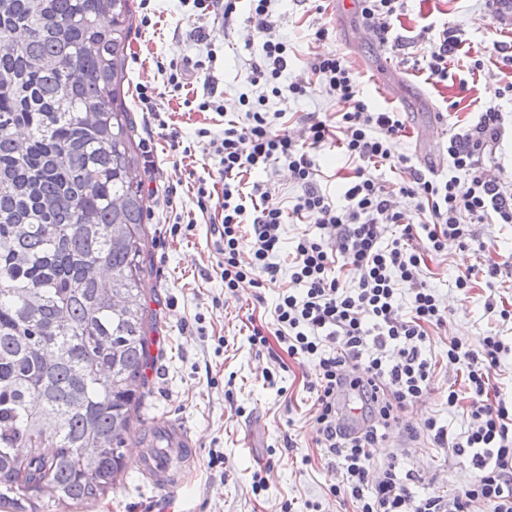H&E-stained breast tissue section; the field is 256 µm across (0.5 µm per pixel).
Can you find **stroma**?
<instances>
[{
    "label": "stroma",
    "instance_id": "obj_1",
    "mask_svg": "<svg viewBox=\"0 0 512 512\" xmlns=\"http://www.w3.org/2000/svg\"><path fill=\"white\" fill-rule=\"evenodd\" d=\"M131 47L128 52L125 102L135 122L136 141L152 149L154 166H142L141 178L150 198L146 221L149 270L141 287L156 324L150 333L154 365L149 386L123 452L125 472L119 484L83 512H303L319 504L322 512H352V505L329 499L331 484L340 473L333 458L316 446L313 400L307 390L308 366L297 361L279 365L267 350L248 341L252 321L273 319L278 291L291 287L288 275L277 286L257 289L246 285L237 296L225 297L218 266L219 235L214 212L197 202L198 180L218 181L219 160L205 127L220 134L225 119H238L241 95L255 96L252 66L262 56L263 34L248 22L250 4L239 0L232 23L212 15L198 20L179 0H133ZM271 21L288 48L286 80L304 77L316 52L345 55L361 83L369 108L394 110L405 119V135L392 143V154L411 157L423 168L426 157L446 150L451 134L476 124L480 112L494 106L502 114L497 140L485 149L482 161L504 189L512 190V11L498 0H406L392 19L387 42L362 41L358 13L336 17V0H274ZM204 27L209 44L197 42L195 30ZM326 40L315 41L316 30ZM448 39L461 43L463 53L449 56L448 78L438 82L417 70L416 59L431 46ZM215 60H208V49ZM201 61L189 83L171 92L157 62ZM481 68H474V60ZM219 80L225 115L190 110L188 103L206 92L207 75ZM152 87L164 114L165 126L149 122L137 97L139 86ZM267 109L285 113L298 126L310 116L333 117L335 101L320 84L297 99L270 98ZM177 129L190 154L171 148L169 129ZM477 237L503 261L492 281L477 277L467 301H460L454 281L467 268H483L485 254L449 244L428 259L422 278L434 288L451 312L445 327L434 330L430 349L435 362L431 392L404 411L401 426L388 429L373 450L382 465L398 458L403 468L418 473L415 493L446 495L470 477L465 458L433 447L426 439L404 447L407 427L422 428L431 417L447 422L453 432L465 427L462 411L449 407L450 385L462 383L459 366L448 362V339L471 341L501 336L509 350L502 355L492 383L503 397H512V323L498 312H512V224L488 217L475 225ZM274 382H266L264 371ZM176 419L184 422L199 444V456L184 483L172 492L145 485L140 477L141 441L154 426ZM224 461L209 466L210 452ZM267 473V486L253 487L256 470Z\"/></svg>",
    "mask_w": 512,
    "mask_h": 512
}]
</instances>
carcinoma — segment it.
Instances as JSON below:
<instances>
[{
	"label": "carcinoma",
	"instance_id": "obj_1",
	"mask_svg": "<svg viewBox=\"0 0 512 512\" xmlns=\"http://www.w3.org/2000/svg\"><path fill=\"white\" fill-rule=\"evenodd\" d=\"M133 18L131 0H0L4 512L111 492L154 363L148 197L121 97Z\"/></svg>",
	"mask_w": 512,
	"mask_h": 512
}]
</instances>
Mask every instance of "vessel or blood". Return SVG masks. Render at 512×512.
I'll list each match as a JSON object with an SVG mask.
<instances>
[{"label":"vessel or blood","instance_id":"1","mask_svg":"<svg viewBox=\"0 0 512 512\" xmlns=\"http://www.w3.org/2000/svg\"><path fill=\"white\" fill-rule=\"evenodd\" d=\"M156 447L141 454L140 472L150 485L171 491L183 481L185 470L197 457L198 443L191 431L176 421H165L154 430Z\"/></svg>","mask_w":512,"mask_h":512}]
</instances>
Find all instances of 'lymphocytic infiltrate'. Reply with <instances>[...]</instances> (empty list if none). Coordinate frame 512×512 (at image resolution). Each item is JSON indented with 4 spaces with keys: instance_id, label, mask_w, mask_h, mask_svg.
Listing matches in <instances>:
<instances>
[{
    "instance_id": "obj_1",
    "label": "lymphocytic infiltrate",
    "mask_w": 512,
    "mask_h": 512,
    "mask_svg": "<svg viewBox=\"0 0 512 512\" xmlns=\"http://www.w3.org/2000/svg\"><path fill=\"white\" fill-rule=\"evenodd\" d=\"M250 24L266 39L263 57L253 66V85L270 94L240 96L242 121L230 120L209 138L224 179L221 197L206 184L197 188L199 202H214L220 215L219 266L224 292L236 295L242 285L276 284L281 271L275 256L283 248L284 210L262 183L245 184L251 172L287 166L300 189L292 212L306 230L289 254L292 287L278 294L271 322L253 326L252 345L283 344L288 356L305 361L314 378L318 445L338 459L342 479L329 494L355 502V512H512V402L489 394L492 371L506 346L501 337L477 342L448 341V360L465 369L467 400L449 390V407L464 406L468 424L451 433L446 424L428 419L420 435L439 448L467 457L472 475L452 494L413 495V473L396 460L382 467L372 461L373 448L400 412L429 392L433 377L427 355L430 331L448 321V309L421 278L427 253L449 242L485 251L470 228L471 221L495 213L499 223H512V194L489 178L480 161L483 149L496 140L501 114L490 107L466 133L448 140L455 176L439 179L410 167L408 156H393L392 140L402 137L400 113L373 112L362 98L360 82L344 55L318 52L309 63L312 78L331 94L340 110L336 123L345 131L335 140L327 121L305 122L300 132L281 124L268 111L269 95H307L306 82L280 87L288 69L283 41L270 38L272 0H251ZM336 143L352 167L344 177V202L323 192L313 150ZM404 169L407 180L387 184L365 174L366 164ZM415 202L402 210L396 196Z\"/></svg>"
}]
</instances>
